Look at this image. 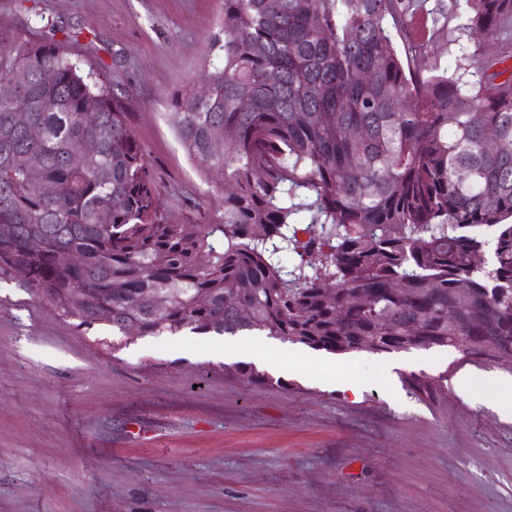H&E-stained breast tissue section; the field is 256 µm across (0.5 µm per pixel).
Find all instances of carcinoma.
I'll use <instances>...</instances> for the list:
<instances>
[{"label": "carcinoma", "mask_w": 512, "mask_h": 512, "mask_svg": "<svg viewBox=\"0 0 512 512\" xmlns=\"http://www.w3.org/2000/svg\"><path fill=\"white\" fill-rule=\"evenodd\" d=\"M464 2L418 42V0H224L223 61L172 97L188 157L224 175L217 224L163 217L122 101L71 59V36L0 22V83H17L0 99V274L25 268L58 316L123 336L512 355V0ZM456 18L468 51L444 67L426 48L456 43ZM403 382L427 399L441 389Z\"/></svg>", "instance_id": "carcinoma-1"}]
</instances>
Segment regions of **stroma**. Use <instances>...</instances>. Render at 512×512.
Wrapping results in <instances>:
<instances>
[{
    "mask_svg": "<svg viewBox=\"0 0 512 512\" xmlns=\"http://www.w3.org/2000/svg\"><path fill=\"white\" fill-rule=\"evenodd\" d=\"M0 20L73 32L83 72L118 86L162 213L221 221L222 177L188 158L169 98L216 58L224 0H0ZM212 339L84 328L0 275V512H512V421L461 386L512 360L304 347L290 371L271 338L255 385ZM410 373L442 392L410 393Z\"/></svg>",
    "mask_w": 512,
    "mask_h": 512,
    "instance_id": "35a3bbf8",
    "label": "stroma"
}]
</instances>
